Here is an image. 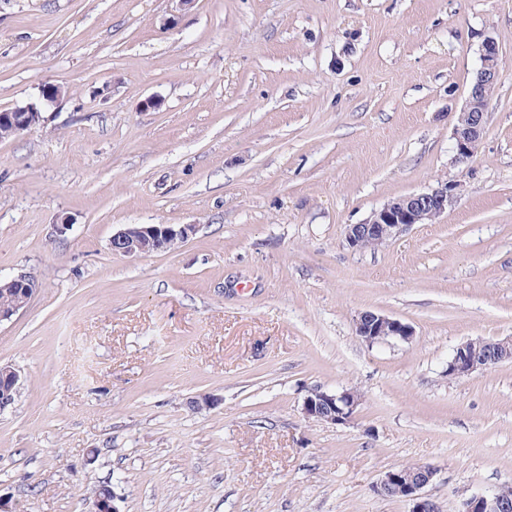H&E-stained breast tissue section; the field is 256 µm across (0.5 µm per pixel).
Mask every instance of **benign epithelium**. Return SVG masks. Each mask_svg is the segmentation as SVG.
Segmentation results:
<instances>
[{"label": "benign epithelium", "instance_id": "obj_1", "mask_svg": "<svg viewBox=\"0 0 512 512\" xmlns=\"http://www.w3.org/2000/svg\"><path fill=\"white\" fill-rule=\"evenodd\" d=\"M481 65L469 90L468 98L453 129L458 159L465 161L471 145L486 132V109L496 91L499 79V48L492 39L485 40L480 50ZM43 121L42 113L25 107L0 111V127L10 134L32 130ZM457 185L440 183L427 191L392 200L360 224H348L345 241L349 248L362 251L368 246L379 247L405 233L416 224H425L448 211L457 200ZM194 231L192 224H128L112 234V252L134 257L155 253L164 245L184 241ZM38 284L28 275L0 280V290L11 296L8 307L0 309V323L9 321L25 309L37 292ZM355 335L365 344L373 345L385 339L409 341L413 327L400 319L375 311L359 314L354 324ZM512 362V337L497 341L467 340L458 345L448 362V376L466 377L490 364ZM20 375L9 366H0V413L14 406L13 393L19 391ZM361 404V396L353 389L326 391L312 389L304 398L302 411L308 418L332 424L351 422ZM436 469L425 463L414 468L397 467L389 470L373 487L382 497H400L411 505L410 512H438L436 503L424 489L432 483ZM89 512H120L114 492L89 502ZM460 512H512V497L499 490L474 494L463 501Z\"/></svg>", "mask_w": 512, "mask_h": 512}]
</instances>
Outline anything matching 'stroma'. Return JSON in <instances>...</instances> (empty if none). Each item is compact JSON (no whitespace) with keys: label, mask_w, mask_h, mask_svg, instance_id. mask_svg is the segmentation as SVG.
Instances as JSON below:
<instances>
[{"label":"stroma","mask_w":512,"mask_h":512,"mask_svg":"<svg viewBox=\"0 0 512 512\" xmlns=\"http://www.w3.org/2000/svg\"><path fill=\"white\" fill-rule=\"evenodd\" d=\"M488 37L499 81L462 162ZM46 84L67 97L0 141V278L39 282L0 324L14 512H88L104 483L121 512H409L373 487L414 463L439 512L512 487V362L447 373L512 336V0H0V109ZM443 182L435 221L346 246ZM126 224L194 231L123 257ZM365 310L413 339L361 342ZM317 387L361 392L350 423L303 414ZM480 61V68L453 129L457 156L461 161L468 159L471 145L482 139L486 132V109L499 79V48L493 39L482 43ZM456 189V184L440 183L427 191L389 201L364 222L346 225V244L355 251L382 246L415 224H425L447 212L457 200ZM512 362V337L497 341L467 340L458 345L448 362V376L461 378L490 363ZM20 375L18 371L9 366H0V413L13 408L14 400L12 393L19 391ZM2 393V398H1Z\"/></svg>","instance_id":"35a3bbf8"}]
</instances>
